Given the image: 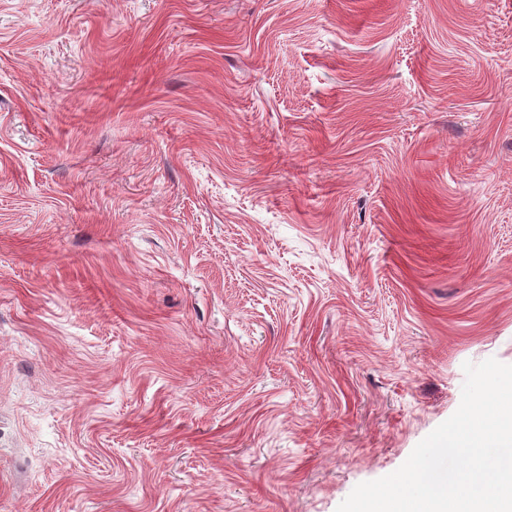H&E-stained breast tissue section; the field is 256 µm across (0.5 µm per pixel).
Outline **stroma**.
Wrapping results in <instances>:
<instances>
[{
	"instance_id": "35a3bbf8",
	"label": "stroma",
	"mask_w": 512,
	"mask_h": 512,
	"mask_svg": "<svg viewBox=\"0 0 512 512\" xmlns=\"http://www.w3.org/2000/svg\"><path fill=\"white\" fill-rule=\"evenodd\" d=\"M512 365V0H0V512H336Z\"/></svg>"
}]
</instances>
